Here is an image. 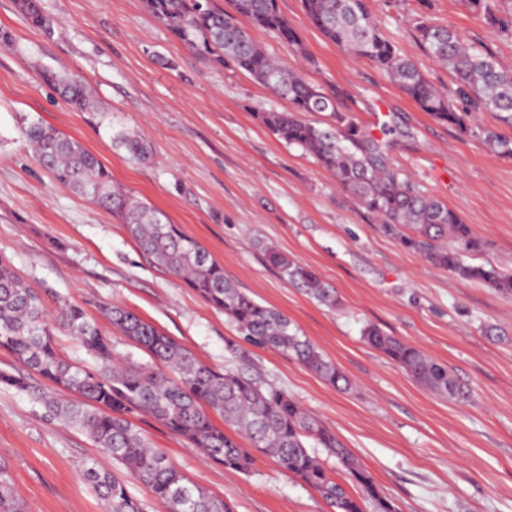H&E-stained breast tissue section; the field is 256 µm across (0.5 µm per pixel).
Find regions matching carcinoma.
<instances>
[{
  "instance_id": "carcinoma-1",
  "label": "carcinoma",
  "mask_w": 512,
  "mask_h": 512,
  "mask_svg": "<svg viewBox=\"0 0 512 512\" xmlns=\"http://www.w3.org/2000/svg\"><path fill=\"white\" fill-rule=\"evenodd\" d=\"M145 9L175 37L204 59L230 65L288 101L284 111L256 113L279 140L300 148L328 171L336 185L349 193L380 224L383 232L427 262L456 278L485 284L512 296V274L469 262L480 247L473 227L426 189L411 182L390 156L396 126L386 122L373 129L338 107L339 94L327 91L304 73L271 57L249 35L242 21L274 33L289 49L315 64L299 35L274 0H230L227 12L199 0H143ZM486 25L512 37V14L504 16L499 0H464ZM315 27L354 59H366L392 79L418 107L439 123L463 133L472 118L493 112L512 128V71L496 56L467 41L453 26L425 14L414 19V32L428 56L453 75L455 96L433 84L386 37L366 0H302ZM33 27L50 35L53 21L39 0H18ZM44 82L72 108L90 112L103 126L114 147L141 163L153 158L150 144L136 130L112 121L83 79L41 72ZM305 113H322L326 120L311 123ZM21 134L36 162L54 181L85 197L126 224L140 248L234 323L248 344L294 357L339 390L350 381L303 336L282 312L263 305L224 277V269L195 239L173 224L162 210L134 199L112 182L110 171L79 141L40 122L22 124ZM492 151L512 157V139L484 132ZM267 263L288 283L322 305L336 307V289L272 245L263 248ZM58 311L47 320L42 292L16 274L0 256V350L13 354L28 370L1 371L0 383L27 395L53 419L86 433L100 452L120 465L126 478L87 463L81 476L102 499L107 512H145L127 487L133 479L163 501L168 512H232L224 500L188 480L166 453L149 446L130 416L149 415L170 433L203 451L228 470L246 472L252 456L237 436L254 448L275 456L289 473L314 488L332 512H396L374 478L344 443L309 414L288 392L257 377L220 372L201 362L188 349L134 312L104 305L101 313L113 328L131 338L150 356L148 363L122 362L112 344L84 307L57 299ZM75 337L90 362L78 365L58 352L54 331ZM364 341L394 362L424 389L450 400H464L468 391L448 367L417 347L385 334L374 325L362 331ZM67 390L76 401H63ZM326 449L352 476L361 494L353 496L336 481L310 451ZM0 512H26L6 468L0 466Z\"/></svg>"
}]
</instances>
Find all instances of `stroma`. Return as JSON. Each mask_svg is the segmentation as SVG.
Returning <instances> with one entry per match:
<instances>
[{"label":"stroma","instance_id":"35a3bbf8","mask_svg":"<svg viewBox=\"0 0 512 512\" xmlns=\"http://www.w3.org/2000/svg\"><path fill=\"white\" fill-rule=\"evenodd\" d=\"M55 29L32 27L17 0H0V255L31 286L99 317L104 303L139 314L216 370L257 376L288 391L336 433L369 471L396 512H512V297L401 248L371 215L300 148L269 132L255 110L287 101L232 67L205 63L149 14L143 0H40ZM316 60L309 68L269 32L253 39L290 68L340 92L342 109L373 124L395 119L402 131L391 157L471 224L482 246L478 264L512 271V157L494 154L488 112L474 132L432 120L369 61L353 60L313 25L301 0H277ZM384 33L437 86L454 88L430 60L411 21L431 12L512 70V38L474 17L461 0H368ZM44 70L82 77L124 125L142 133L153 159L143 164L113 146L89 113L69 107L41 79ZM36 119L80 141L112 180L165 211L256 301L288 316L349 378L340 392L295 358L248 347L230 357L238 333L223 312L145 253L126 226L58 186L20 135ZM270 244L311 267L335 288L326 307L282 280L264 259ZM445 363L471 395L441 399L362 339L364 326ZM495 326L497 337L483 335ZM134 424L172 463L234 512H330L310 486L278 461L253 451L242 474L148 415ZM99 451L81 430L46 416L14 389L0 387V464L26 512H106L83 481Z\"/></svg>","mask_w":512,"mask_h":512}]
</instances>
